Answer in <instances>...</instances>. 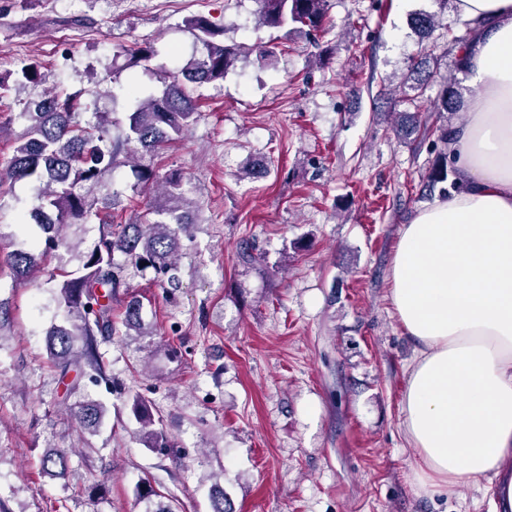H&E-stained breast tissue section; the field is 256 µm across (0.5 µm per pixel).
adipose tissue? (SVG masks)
Listing matches in <instances>:
<instances>
[{"label": "adipose tissue", "instance_id": "1", "mask_svg": "<svg viewBox=\"0 0 512 512\" xmlns=\"http://www.w3.org/2000/svg\"><path fill=\"white\" fill-rule=\"evenodd\" d=\"M457 8L487 26L449 138L465 187L403 226L391 266L394 312L420 345L402 425L417 487L480 485L490 512H512V0Z\"/></svg>", "mask_w": 512, "mask_h": 512}]
</instances>
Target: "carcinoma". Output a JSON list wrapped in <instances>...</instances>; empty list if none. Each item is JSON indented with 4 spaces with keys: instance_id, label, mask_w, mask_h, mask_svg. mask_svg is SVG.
<instances>
[{
    "instance_id": "cac0c4a2",
    "label": "carcinoma",
    "mask_w": 512,
    "mask_h": 512,
    "mask_svg": "<svg viewBox=\"0 0 512 512\" xmlns=\"http://www.w3.org/2000/svg\"><path fill=\"white\" fill-rule=\"evenodd\" d=\"M259 16L269 28L283 29L299 24L324 33L327 24V0H258ZM420 34L418 60L410 67L416 95L411 99L413 112L399 113L392 126L394 134L410 143L425 127L422 112L426 111L421 96L434 77L439 56L428 40L439 26L433 15L420 13L412 19ZM203 52L189 60L161 89L145 92L133 84L121 88L131 103L120 131L112 133L116 122L108 112H89L80 95L59 86L39 99L25 102L19 118L24 132L8 161L6 175L13 181L36 183L39 204L29 211L23 224L27 226L32 244L19 247L7 255L6 265L14 281H27L44 269L48 257L65 265L77 260L75 270L64 275L54 286L55 302L62 311L64 323L53 324L46 331L48 361L59 379L69 380L64 397L76 392L81 377L93 372L108 380L110 375L99 353V340L116 334L152 336L153 327L145 320L142 300L133 293L127 279V267L152 269L164 288L176 293L181 288L179 270L180 239L191 224L189 211L190 179L179 169L164 175L150 165L140 166L139 184L148 188L161 185L162 198L154 201L139 219L129 224L113 223L112 208L120 192L112 189L108 175L120 163L135 155L154 156L166 145L181 139L195 121L198 109L194 91L224 78L238 56L237 48L218 40L224 28L204 17L187 21ZM481 23L470 22L469 34L462 37L448 30L459 59L471 49L475 31ZM129 63L148 61L155 55L150 45H135L124 50ZM42 80L39 64L25 63L14 79L0 78V100L12 87L36 84ZM458 97L446 85L436 111H458ZM448 181V157L437 160L428 173L427 187ZM95 220L99 239L86 250L71 238V230L81 222ZM123 257L118 263L115 256ZM121 299L124 305L122 326L112 320V302ZM132 415L139 425L141 439L150 448L168 447V437L157 427L151 405L139 394L133 397ZM107 415L106 407L95 400L80 404L79 427L95 434ZM43 471L52 477L64 478L70 471L69 453L48 448L42 456ZM136 501L144 504L143 512H175L170 500L162 501L164 493L149 483L136 487ZM211 512H232L224 489L214 484L211 490Z\"/></svg>"
}]
</instances>
